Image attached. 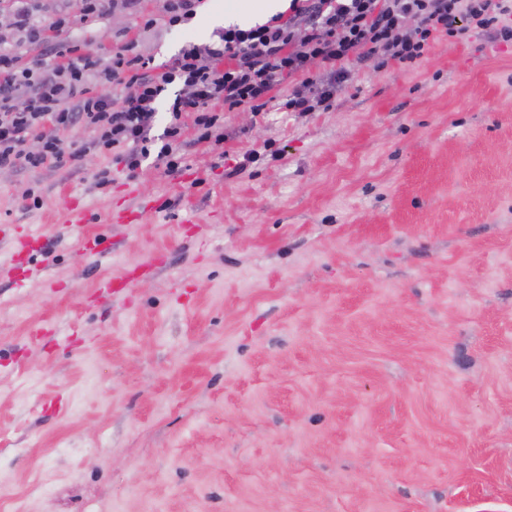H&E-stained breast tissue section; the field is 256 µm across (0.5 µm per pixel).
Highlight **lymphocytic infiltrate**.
I'll return each mask as SVG.
<instances>
[{
    "label": "lymphocytic infiltrate",
    "mask_w": 512,
    "mask_h": 512,
    "mask_svg": "<svg viewBox=\"0 0 512 512\" xmlns=\"http://www.w3.org/2000/svg\"><path fill=\"white\" fill-rule=\"evenodd\" d=\"M12 24L28 42H52L53 53L24 64L0 45V169L60 167L105 149L133 179L153 151L176 170L187 124H194L200 140L223 142L215 103L261 112L276 85L295 77L299 83L284 111L330 109L357 51L383 68L392 61L417 63L440 34L463 43L478 29L512 41V0H290L287 12L265 24L225 29L216 45L187 44L163 66L135 54L129 43L109 57L80 50L65 39L61 19L34 26L18 13ZM315 67L326 69V82L311 77ZM96 82L112 85L115 94L93 90ZM173 84L180 91L169 102V124L157 148L150 136L156 105ZM73 130L88 134L74 148L61 137Z\"/></svg>",
    "instance_id": "f902f5d3"
}]
</instances>
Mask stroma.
I'll use <instances>...</instances> for the list:
<instances>
[{
  "label": "stroma",
  "instance_id": "35a3bbf8",
  "mask_svg": "<svg viewBox=\"0 0 512 512\" xmlns=\"http://www.w3.org/2000/svg\"><path fill=\"white\" fill-rule=\"evenodd\" d=\"M249 4L134 51L168 63ZM30 7L84 49L134 24ZM352 74L328 111L186 131L174 172L91 151L0 177V512H512V43ZM130 191L158 208L106 223Z\"/></svg>",
  "mask_w": 512,
  "mask_h": 512
}]
</instances>
